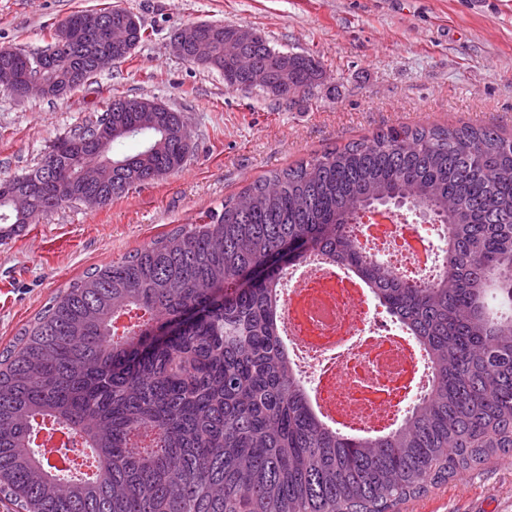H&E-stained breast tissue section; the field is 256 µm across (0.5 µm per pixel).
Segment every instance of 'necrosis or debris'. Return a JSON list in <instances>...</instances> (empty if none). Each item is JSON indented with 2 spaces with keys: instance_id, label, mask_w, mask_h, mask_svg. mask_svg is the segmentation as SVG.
<instances>
[{
  "instance_id": "1",
  "label": "necrosis or debris",
  "mask_w": 512,
  "mask_h": 512,
  "mask_svg": "<svg viewBox=\"0 0 512 512\" xmlns=\"http://www.w3.org/2000/svg\"><path fill=\"white\" fill-rule=\"evenodd\" d=\"M425 224L359 225L358 247L379 243L395 261L427 267L437 257ZM282 330L301 378L313 382V404L325 424L355 435L388 431L423 393L414 344L388 324L349 273L319 258L292 267Z\"/></svg>"
}]
</instances>
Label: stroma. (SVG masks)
<instances>
[{
    "label": "stroma",
    "mask_w": 512,
    "mask_h": 512,
    "mask_svg": "<svg viewBox=\"0 0 512 512\" xmlns=\"http://www.w3.org/2000/svg\"><path fill=\"white\" fill-rule=\"evenodd\" d=\"M121 7L149 38L61 98L0 89V178L36 168L56 138L115 96L180 111L196 150L186 165L105 206L73 204L0 242V350L70 282L221 210L262 178L391 126H494L512 134V0H0V48L42 50L78 11ZM253 29L324 69L312 96L232 90L174 54L202 23ZM401 512H512V456L433 487Z\"/></svg>",
    "instance_id": "1"
}]
</instances>
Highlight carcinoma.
<instances>
[{"label":"carcinoma","instance_id":"obj_1","mask_svg":"<svg viewBox=\"0 0 512 512\" xmlns=\"http://www.w3.org/2000/svg\"><path fill=\"white\" fill-rule=\"evenodd\" d=\"M214 27L207 53L239 88L247 76L224 56L236 27ZM244 52L276 76L267 39ZM55 58L48 81L72 63ZM322 77L294 53L281 97L306 98ZM123 102L0 179V229L86 196L105 205L184 166L195 143L182 113L115 111ZM135 137L140 149L119 150ZM17 189L31 200L23 215L2 202ZM398 204L446 225L429 282L355 244L360 212ZM312 254L358 273L427 355L430 391L390 432L326 426L288 356L276 295ZM45 422L78 435L91 475L50 462L35 444ZM510 453L512 136L489 127H390L274 171L71 283L0 355V500L13 512H397Z\"/></svg>","mask_w":512,"mask_h":512}]
</instances>
